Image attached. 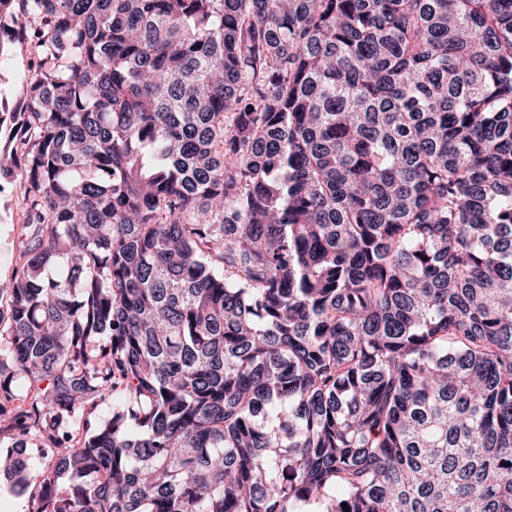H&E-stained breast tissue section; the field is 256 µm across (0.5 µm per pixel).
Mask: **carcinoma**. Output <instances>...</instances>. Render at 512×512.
I'll use <instances>...</instances> for the list:
<instances>
[{"mask_svg": "<svg viewBox=\"0 0 512 512\" xmlns=\"http://www.w3.org/2000/svg\"><path fill=\"white\" fill-rule=\"evenodd\" d=\"M6 26L35 75L0 473L29 512H512V0Z\"/></svg>", "mask_w": 512, "mask_h": 512, "instance_id": "carcinoma-1", "label": "carcinoma"}]
</instances>
